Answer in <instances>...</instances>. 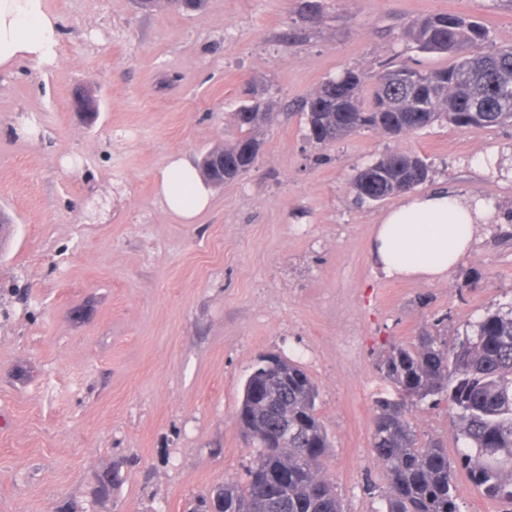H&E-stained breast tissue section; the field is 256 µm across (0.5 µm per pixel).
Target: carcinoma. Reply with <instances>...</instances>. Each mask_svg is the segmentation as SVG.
Masks as SVG:
<instances>
[{
	"instance_id": "carcinoma-1",
	"label": "carcinoma",
	"mask_w": 512,
	"mask_h": 512,
	"mask_svg": "<svg viewBox=\"0 0 512 512\" xmlns=\"http://www.w3.org/2000/svg\"><path fill=\"white\" fill-rule=\"evenodd\" d=\"M406 40L448 64L420 69L396 63L372 77L346 71L323 81L301 110L307 139L320 147L365 130L390 137L434 125L457 128L512 123V47L491 51L489 28L463 15L435 13L412 21ZM279 113L253 100L231 113L236 140L209 150L202 173L214 185L256 170L261 136ZM430 180V168L411 152L391 151L356 172L350 187L372 202L410 193ZM377 368L405 398L377 401L372 448L383 464L387 512H460L454 470L439 439L420 442L407 402L448 403L455 436L466 450L459 463L486 496L512 512V306L488 310L453 343L423 331L416 342L393 343ZM318 390L301 363L277 356L247 377L238 425L254 448L242 481L226 480L198 498L192 512H342L323 461L331 444L317 412ZM288 428V444L265 441Z\"/></svg>"
}]
</instances>
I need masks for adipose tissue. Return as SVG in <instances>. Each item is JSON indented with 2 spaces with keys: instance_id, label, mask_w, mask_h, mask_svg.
I'll return each instance as SVG.
<instances>
[{
  "instance_id": "adipose-tissue-1",
  "label": "adipose tissue",
  "mask_w": 512,
  "mask_h": 512,
  "mask_svg": "<svg viewBox=\"0 0 512 512\" xmlns=\"http://www.w3.org/2000/svg\"><path fill=\"white\" fill-rule=\"evenodd\" d=\"M58 42V22L45 0H0V70L20 60L52 63ZM156 193L164 208L187 224L212 198L195 166L179 154L169 156ZM488 217L481 204L445 189L407 196L376 225L372 256L386 277L441 279L468 253L469 227Z\"/></svg>"
}]
</instances>
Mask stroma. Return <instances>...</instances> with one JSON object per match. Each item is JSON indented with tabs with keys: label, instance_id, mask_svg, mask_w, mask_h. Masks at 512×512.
I'll use <instances>...</instances> for the list:
<instances>
[{
	"label": "stroma",
	"instance_id": "obj_1",
	"mask_svg": "<svg viewBox=\"0 0 512 512\" xmlns=\"http://www.w3.org/2000/svg\"><path fill=\"white\" fill-rule=\"evenodd\" d=\"M45 2L55 62L0 72V210L13 220L0 233V512H189L245 477L253 456L236 414L267 353L300 362L318 388L323 471L344 512H385L372 420L376 399L399 393L375 362L437 320L453 338L512 303V127L366 130L320 149L300 107L348 69L446 65L400 37L427 14L477 17L512 45V0H321L316 17L299 0H207L191 15ZM78 88L98 99L95 121L71 110ZM251 92L282 114L258 169L181 223L157 176L170 155L196 162L233 141L228 115ZM396 149L430 165L427 189L492 215L436 281L378 270L370 241L401 199L350 189ZM410 420L457 458L446 404L414 406ZM115 465L119 486L97 498Z\"/></svg>",
	"mask_w": 512,
	"mask_h": 512
}]
</instances>
